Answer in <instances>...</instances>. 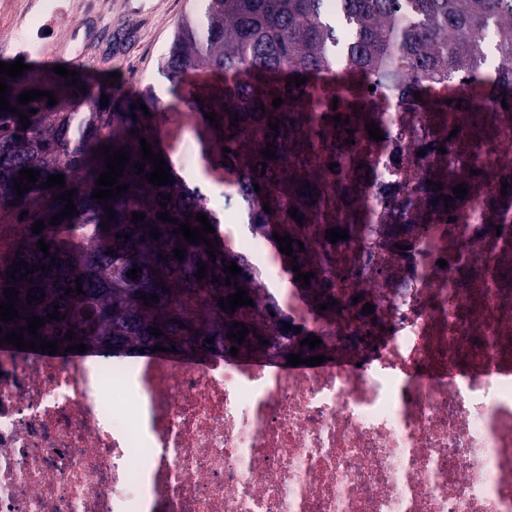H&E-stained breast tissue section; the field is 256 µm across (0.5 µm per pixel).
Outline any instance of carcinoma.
Segmentation results:
<instances>
[{
  "label": "carcinoma",
  "mask_w": 512,
  "mask_h": 512,
  "mask_svg": "<svg viewBox=\"0 0 512 512\" xmlns=\"http://www.w3.org/2000/svg\"><path fill=\"white\" fill-rule=\"evenodd\" d=\"M495 24L502 31L500 54L511 77L498 91L512 97V0H336L332 13L325 10L324 0H203L202 10L183 16L176 25L161 69L173 91L184 88L189 73L214 77L213 83L192 87L184 99L201 120V138L231 150L225 166L237 170L236 201L245 224L276 229L293 224L295 207L301 221L310 224L309 236L315 237L323 224L350 230L365 220L362 206L336 204V176L346 173L353 161V145L338 151L328 140L336 115L329 82L336 67L365 77L374 87L372 95L400 90L412 99L427 84L448 79L480 85L485 80L483 32ZM295 76L307 78L306 83L298 88L286 84ZM76 78L75 85L70 77L50 80L29 72L7 79L10 106L28 115L30 125L24 128L18 114L0 110V205L24 224L42 219L46 225L37 235L16 239L8 253L0 255V303L5 301V288H16L14 308L22 316L0 321V328L19 329L27 341L31 334L25 317L32 314L45 319L38 335L46 342L58 341L61 350L83 343L103 357L116 356L120 346L135 353L159 326L177 351L202 349L220 357L238 346V341L226 340V334L238 333L236 322L265 335L260 323L244 317L247 307L233 311L218 304L246 286L245 262L223 243L214 247L213 258L206 253V244L188 243L182 234L173 233L185 221L200 226L195 221L198 213L212 225L218 216L203 205L198 191L185 187L163 146L158 136L162 108L151 88L120 103L112 92L86 84L79 74ZM84 85L87 91L79 92ZM25 89L53 92L56 104L39 97L22 105L18 96ZM103 94L108 100L105 108L100 102ZM276 97L283 99L278 108L272 106ZM133 104L138 108H131ZM141 105L151 116L139 109ZM212 111L217 113L219 130L205 119ZM236 116L237 127L229 126ZM270 121L279 122V131L269 128ZM142 138L170 166V183L155 187L146 180L145 174L153 170L149 162L143 173H137ZM268 143L276 151L274 159L260 154ZM104 145L115 151L125 147L131 154L119 179L129 190L99 202L92 193L106 168V158H98ZM333 162L338 166L331 171L328 166ZM25 169L40 174L19 197L14 185ZM53 174L65 176V188H40ZM75 188L78 194L72 201L77 213L59 218L56 226L49 224L66 205V200L55 197ZM169 194L167 206H160L161 196ZM266 202L269 212L263 210ZM107 205L116 218L107 217ZM162 211L177 222H163ZM134 212L145 218L132 222ZM102 222L107 226H100ZM154 227L161 232L158 239L149 236ZM118 233L122 237H116ZM126 233L130 238H123ZM41 239L50 244L48 257L37 249ZM177 247L184 249L182 260L174 258ZM333 250L335 245L326 242L323 265L314 271L325 288L331 287L335 274ZM21 259L26 264L9 278L6 269ZM231 263L241 268L232 278L224 272ZM43 264L45 271L39 270ZM34 265L38 269H32ZM200 265L206 266V276L197 278ZM134 267L141 268L136 279L128 276ZM30 269L34 273L21 278ZM77 278L80 293L74 290ZM228 280L232 285H226ZM32 287L44 300L27 303ZM69 287L73 291L67 295ZM150 294L157 298L146 305L141 296ZM56 305L65 319H47ZM70 331L75 335L71 341L64 339Z\"/></svg>",
  "instance_id": "obj_1"
}]
</instances>
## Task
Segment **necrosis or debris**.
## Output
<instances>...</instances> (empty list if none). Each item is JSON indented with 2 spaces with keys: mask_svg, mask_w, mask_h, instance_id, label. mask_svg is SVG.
<instances>
[{
  "mask_svg": "<svg viewBox=\"0 0 512 512\" xmlns=\"http://www.w3.org/2000/svg\"><path fill=\"white\" fill-rule=\"evenodd\" d=\"M430 94L459 107L456 178L432 183L438 113L381 98L382 141L359 130L339 181L371 219L337 241L331 287L286 279L265 227H215L251 271V316L319 337L321 365L0 350V512H512V107L487 86ZM196 126L186 112L160 136L205 199L235 197ZM392 203L412 223L383 220Z\"/></svg>",
  "mask_w": 512,
  "mask_h": 512,
  "instance_id": "1",
  "label": "necrosis or debris"
}]
</instances>
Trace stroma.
<instances>
[{
	"label": "stroma",
	"instance_id": "35a3bbf8",
	"mask_svg": "<svg viewBox=\"0 0 512 512\" xmlns=\"http://www.w3.org/2000/svg\"><path fill=\"white\" fill-rule=\"evenodd\" d=\"M199 0H0V62L60 50L100 78L117 74L116 90L152 88L170 99L160 59L178 21Z\"/></svg>",
	"mask_w": 512,
	"mask_h": 512
}]
</instances>
